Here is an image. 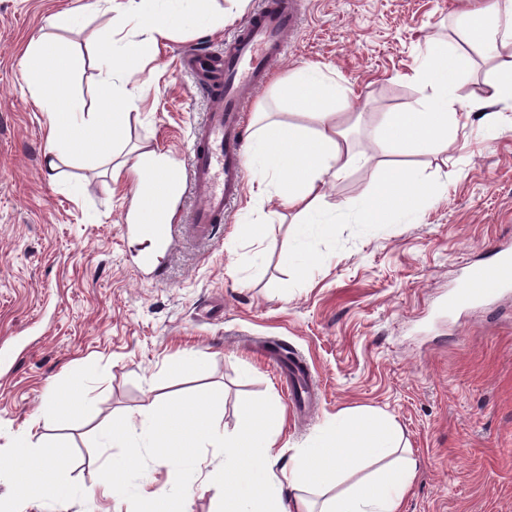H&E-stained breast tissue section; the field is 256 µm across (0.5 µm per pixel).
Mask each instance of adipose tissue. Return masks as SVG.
Returning <instances> with one entry per match:
<instances>
[{
  "label": "adipose tissue",
  "instance_id": "adipose-tissue-1",
  "mask_svg": "<svg viewBox=\"0 0 512 512\" xmlns=\"http://www.w3.org/2000/svg\"><path fill=\"white\" fill-rule=\"evenodd\" d=\"M208 2L125 0L122 18L153 36H167L175 28L210 31L222 26L224 19ZM454 24L458 40L429 44L410 76L422 87V95L407 111L385 115L379 137L389 154L447 148L459 112L478 115L480 123L490 126L497 120L498 105L512 104V0H481L478 7L458 13ZM481 62L488 65L489 94L461 99L459 80ZM27 83L45 101L49 168H56L65 156L82 168L109 167L111 177H118L112 152L131 116V93L111 86L91 106L79 93L60 91L44 71L29 70ZM349 94V87L331 77L329 67L300 69L283 85L280 99L289 109L308 114L313 126L268 121L254 131L249 143L248 162L258 176L252 193L258 198L276 194L294 211L299 229L291 251L302 262L313 258L317 243L336 226L345 225L366 236L381 224L415 222L421 203L433 192L421 177L399 168L370 199L347 205L328 202L330 183L370 161L365 151L354 148L343 122ZM283 422L282 410L273 401L263 405L243 402L238 428L224 434L200 423L194 409L177 413L151 408L137 428L113 426L105 433L104 443L133 452L153 448L167 455L175 497L149 499L142 479L114 459L102 467L98 484L113 496L143 499L145 512H177V499L185 494L184 478L196 467L194 460L175 451L178 439L188 438L197 447L211 449L218 461L209 479L224 490L223 512H403L420 463L405 455L397 456L392 467H380V460L397 455L392 420L367 412L337 415L334 423L312 436L294 456L284 479L275 470L272 440ZM68 465L54 443H35L23 435L5 471L20 495L48 493L63 504L79 495L62 481ZM359 471L363 479L348 483V476ZM287 487L293 488L292 497H284ZM315 493L323 495L322 505H314L311 496Z\"/></svg>",
  "mask_w": 512,
  "mask_h": 512
}]
</instances>
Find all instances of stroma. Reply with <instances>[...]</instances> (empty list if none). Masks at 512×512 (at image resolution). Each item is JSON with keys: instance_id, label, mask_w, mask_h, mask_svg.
Listing matches in <instances>:
<instances>
[{"instance_id": "35a3bbf8", "label": "stroma", "mask_w": 512, "mask_h": 512, "mask_svg": "<svg viewBox=\"0 0 512 512\" xmlns=\"http://www.w3.org/2000/svg\"><path fill=\"white\" fill-rule=\"evenodd\" d=\"M76 2L0 0V461L30 428L33 439H52L79 461L63 478L87 494L67 512H142L138 499L117 500L98 486L102 464L125 454L104 445L114 423H139L168 401L199 406L200 419L231 431L242 400L274 399L285 416L273 447L280 469L338 413L369 409L396 422L402 448L421 463L404 512H512V292L445 309L468 266L512 251V106L500 105L490 130L460 118L445 150L388 155L375 136L385 113L419 97L409 74L470 0H311L246 115L272 104L293 70L329 66L354 91V138L372 157L329 188V202L370 198L395 166L413 169L436 193L415 223L382 224L367 237L337 226L302 269L291 253L292 212L276 197H251V171L214 241L180 235L170 255L142 268L144 240L121 231L136 175L126 169L114 181L67 164L66 176L83 185L81 197L70 195L46 167L47 117L25 83L27 45L59 44L75 61L60 80L86 101L108 81L135 95L117 161L152 151L186 173L208 102L179 58L222 50L258 0H214L223 28L176 29L154 41L120 22L123 0H106L80 26L58 25ZM108 36L140 44L137 68L92 66ZM243 224L264 231L243 237ZM272 342L303 365L305 403L290 402ZM188 354L197 371L179 370ZM74 386L84 394L79 413L41 417L47 397L66 406ZM181 446L200 467L188 477L186 512H215L222 491L202 478L215 459L189 440ZM131 466L148 490L171 496L169 464L152 449H140Z\"/></svg>"}]
</instances>
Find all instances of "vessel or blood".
<instances>
[{
    "label": "vessel or blood",
    "instance_id": "vessel-or-blood-1",
    "mask_svg": "<svg viewBox=\"0 0 512 512\" xmlns=\"http://www.w3.org/2000/svg\"><path fill=\"white\" fill-rule=\"evenodd\" d=\"M308 0H261L259 9L243 23L223 52L184 54L182 66L210 102L205 121L194 127L192 156L185 180L168 171H151L147 180L152 193L141 200L142 221L123 225L124 233L144 237L149 251L139 257L141 266L154 265L159 251L173 244L171 227L155 207L159 198L171 197L183 186L197 205L186 215L193 236L212 240L224 222L231 202L245 184V106L269 77L273 64L287 51L297 33ZM512 288V252L498 251L490 264L471 266L448 298L449 308L473 304Z\"/></svg>",
    "mask_w": 512,
    "mask_h": 512
}]
</instances>
